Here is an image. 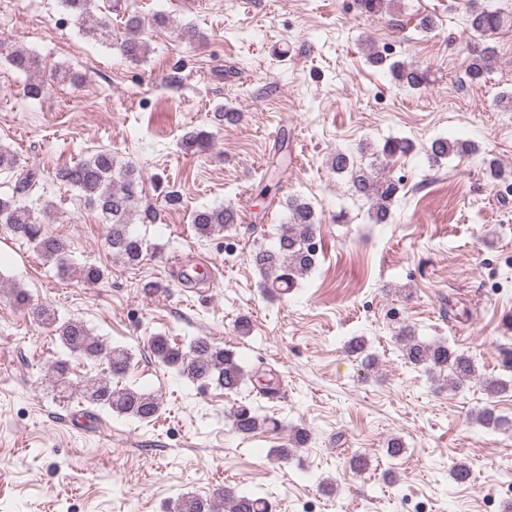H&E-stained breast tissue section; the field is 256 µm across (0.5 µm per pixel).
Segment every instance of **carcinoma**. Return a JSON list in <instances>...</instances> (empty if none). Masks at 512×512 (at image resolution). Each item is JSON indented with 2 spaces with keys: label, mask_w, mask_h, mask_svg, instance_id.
<instances>
[{
  "label": "carcinoma",
  "mask_w": 512,
  "mask_h": 512,
  "mask_svg": "<svg viewBox=\"0 0 512 512\" xmlns=\"http://www.w3.org/2000/svg\"><path fill=\"white\" fill-rule=\"evenodd\" d=\"M68 13L80 23L82 34L102 44H112V33L106 23L107 13L117 7L113 0H62ZM357 10L364 16H376L386 9V0H356ZM471 34L465 70L475 81L486 74L493 55L492 38L505 27H512V14L489 9L479 0H470L466 18ZM124 35L116 43L122 56L137 62L146 50L139 16L132 13L124 23ZM13 65L28 73L39 72L42 62L33 53L17 50L11 56ZM369 61L377 67H388L393 80L403 87L420 88L429 83L427 70L415 65L389 61V56L374 51ZM412 150L405 139H388L373 151L375 160L390 166L399 157ZM471 152L469 143L439 138L427 149L428 159L437 164L450 154ZM331 167L348 176L352 195L370 202V219L386 224L390 218V204L398 192V183L391 177L378 176L374 168L354 163L346 154L338 152L331 158ZM57 181L77 188L102 215L106 230V243L113 254L129 265L141 262L146 250L143 239L130 229L137 216L139 177L131 165H121L106 150L97 151L79 164L63 168L56 173ZM40 172L35 168L23 169L16 175L12 195L0 196V224L13 234L27 239L45 261H53L66 271L72 267L69 245L65 240L44 234L34 209L18 203V199L31 196L39 185ZM289 222L281 225L277 243L271 248H260L252 255V263L261 275V288L269 294L285 295L297 285L298 279L316 264L317 253L311 247L316 236V220L312 206L297 197L286 202ZM238 213L228 207L204 208L191 215V224L200 238H210L232 229ZM11 300L20 308H30L39 324L52 328L60 345L71 353L83 355L87 360L107 366L108 375L92 379L81 392L80 403L99 410H107L140 423L149 424L160 414L157 396L132 385L126 379L132 354L121 346H112L96 338L81 320L60 322L55 312L43 306L30 307L28 293L22 288L11 291ZM406 362L423 368L432 379L452 389L479 381L491 393L505 391L508 385L496 377L481 378L476 374L472 358L448 345L445 340L426 342L414 332L402 327L395 336ZM152 355L165 367L174 369L190 383H213L226 394L237 393L246 381H252L253 391L261 398L274 399L278 390L273 380L260 382L257 375L249 374L236 351L215 343L207 336L190 339L186 345L170 341L166 336H153L149 341ZM53 386L62 397L71 395L67 361L60 359L51 366ZM232 429L247 437L257 432L279 434L282 425L262 412L260 406L240 403L231 411ZM309 442L304 428L294 430L292 437L271 448L270 455L277 461L289 459L291 449L302 448ZM174 512H271L266 498L244 491L236 485L216 490L209 498L185 496L178 499Z\"/></svg>",
  "instance_id": "carcinoma-1"
}]
</instances>
